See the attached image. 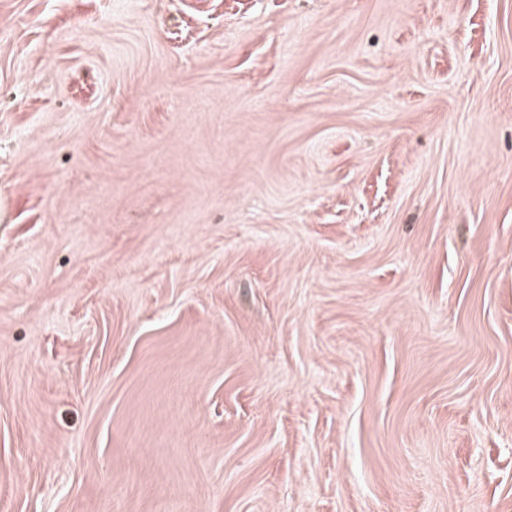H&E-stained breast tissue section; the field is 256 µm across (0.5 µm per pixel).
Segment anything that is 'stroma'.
Returning <instances> with one entry per match:
<instances>
[{
    "mask_svg": "<svg viewBox=\"0 0 512 512\" xmlns=\"http://www.w3.org/2000/svg\"><path fill=\"white\" fill-rule=\"evenodd\" d=\"M0 512H512V0H0Z\"/></svg>",
    "mask_w": 512,
    "mask_h": 512,
    "instance_id": "obj_1",
    "label": "stroma"
}]
</instances>
